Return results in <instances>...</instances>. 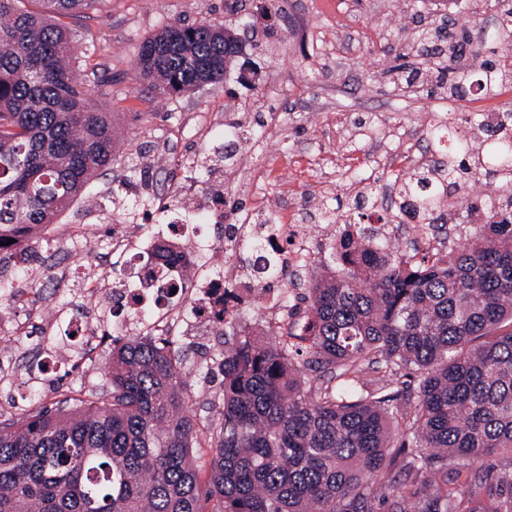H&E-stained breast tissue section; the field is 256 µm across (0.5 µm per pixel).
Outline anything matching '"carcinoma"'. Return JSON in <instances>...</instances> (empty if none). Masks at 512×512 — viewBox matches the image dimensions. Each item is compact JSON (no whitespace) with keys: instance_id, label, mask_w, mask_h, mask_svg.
Wrapping results in <instances>:
<instances>
[{"instance_id":"cac0c4a2","label":"carcinoma","mask_w":512,"mask_h":512,"mask_svg":"<svg viewBox=\"0 0 512 512\" xmlns=\"http://www.w3.org/2000/svg\"><path fill=\"white\" fill-rule=\"evenodd\" d=\"M18 2L0 0V251L55 223L113 151L111 113L75 74L60 22L89 0H43L41 13ZM476 27L465 18L440 71L455 93L512 82ZM503 32L492 53L511 57L512 24ZM241 48L230 29L172 23L142 43L137 69L163 95H191L224 81ZM462 55L477 73L455 72ZM446 132L441 119L427 130L442 158L391 186L429 217L467 205L470 184L495 172L505 193L466 244L414 264L362 227L344 235L341 271L309 281L295 342L237 332L219 363L220 412L201 429L180 352L112 338L102 390L0 422V512H374L377 499L404 512H512V113L490 146L481 122L444 149ZM373 357L383 374L367 388ZM403 370L417 389L401 396ZM397 429L407 447L390 455ZM203 435L204 485L189 457Z\"/></svg>"}]
</instances>
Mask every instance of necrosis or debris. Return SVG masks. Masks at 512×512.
I'll return each instance as SVG.
<instances>
[{"label": "necrosis or debris", "instance_id": "4bbe7bcc", "mask_svg": "<svg viewBox=\"0 0 512 512\" xmlns=\"http://www.w3.org/2000/svg\"><path fill=\"white\" fill-rule=\"evenodd\" d=\"M194 167L180 170L172 191L159 194L151 178H142L135 190L146 200L148 212L169 218L165 242L171 263L165 268H147L145 257L154 251V239H143L140 248L129 245L125 234H114L111 253L119 255L125 274L110 276L105 266L86 269L85 281H110L112 303L119 317L105 319L99 311L89 312L80 324L85 340L81 346L63 341L40 347L53 365H81L96 353L100 338L115 332L137 335L138 313L150 309L152 328L161 334L203 336L222 326L225 319L258 305L268 320L288 319V301L282 292L297 285L306 258L309 227L288 223L286 217L264 202H256L243 224H218L214 218L224 206L223 195L202 200L195 195ZM250 243L249 258H239L242 243ZM223 246L222 268L210 269L207 252Z\"/></svg>", "mask_w": 512, "mask_h": 512}]
</instances>
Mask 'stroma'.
<instances>
[{
  "instance_id": "stroma-1",
  "label": "stroma",
  "mask_w": 512,
  "mask_h": 512,
  "mask_svg": "<svg viewBox=\"0 0 512 512\" xmlns=\"http://www.w3.org/2000/svg\"><path fill=\"white\" fill-rule=\"evenodd\" d=\"M211 24L239 29L245 50L230 67L227 82L202 86L193 96H173L158 103L149 82L136 72L137 52L146 38L166 24ZM73 29L74 65L94 104L112 114L115 151L109 169L93 178L83 196L61 212L57 223L80 231L75 257L60 254L49 236H28L31 260L13 267L12 291L0 294V358L9 356L14 337L42 343L39 322L51 320L55 336L72 332L85 314V290L62 285L68 265L89 266L87 243L105 252L101 235L111 224L114 204H121L124 223H132L140 199L129 188L144 176L143 161L153 158L151 174L162 188L171 185L173 159L159 146L209 154L221 144L208 132L214 113L247 114L263 139L243 146L240 157L257 161L258 186L270 203L284 204L300 223L329 208L347 215L361 210L360 226L388 221L393 207L361 200L364 180L388 185L390 170L380 169L373 142L397 145L411 139L416 151L403 168L418 159L432 160L426 121L450 112L457 133L468 132L467 116H482L512 104V86L499 95L472 91L447 97L437 88L434 68L448 54L436 39L421 43L422 31H458L462 18L446 6L427 0H94L69 17ZM370 122L371 136L344 137L343 132ZM200 196L223 190L225 223L236 219L235 206L249 204L250 186L236 173L216 179L207 168L196 170ZM449 224L429 228V240L391 242L393 251L412 260L433 261L435 240L451 248L464 242L467 229L482 223V212L450 210ZM345 224H325L311 238L313 275L331 274L332 252ZM185 359V381L195 398L191 406L198 423H208L217 402V379L203 381L194 361L196 342L176 337ZM112 362L110 344H102L96 360L74 374L60 373L57 384L42 393L50 406L102 384Z\"/></svg>"
}]
</instances>
